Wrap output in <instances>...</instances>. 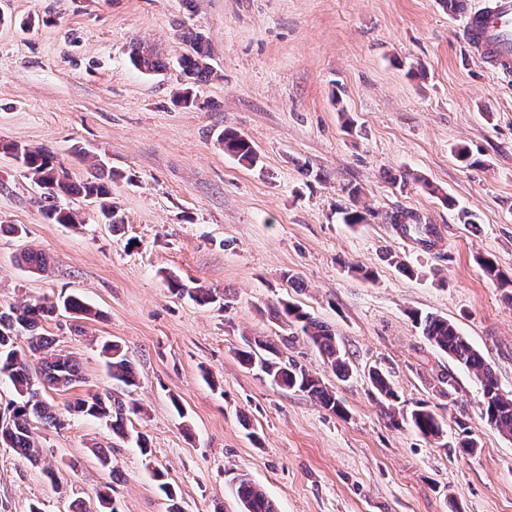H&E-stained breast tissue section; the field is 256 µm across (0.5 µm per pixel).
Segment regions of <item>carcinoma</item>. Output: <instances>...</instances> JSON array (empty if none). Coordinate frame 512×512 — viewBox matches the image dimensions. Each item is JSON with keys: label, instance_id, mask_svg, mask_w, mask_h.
Segmentation results:
<instances>
[{"label": "carcinoma", "instance_id": "1", "mask_svg": "<svg viewBox=\"0 0 512 512\" xmlns=\"http://www.w3.org/2000/svg\"><path fill=\"white\" fill-rule=\"evenodd\" d=\"M181 37L189 45L188 52L177 60L184 81L192 85L208 81L212 73L208 38L191 30L182 32ZM129 59L132 66L141 73H156L166 69V63L155 52L139 43L131 45ZM222 143L224 150L238 160L249 166L257 164L255 149L238 132L224 131ZM8 150L19 163L26 178L42 191V211L51 223H82L78 213L67 203L68 199L80 195L93 198L98 203L101 216L112 227L116 228L123 223V218L112 203L111 182L96 175L85 181L75 182L57 164L54 156L39 148L12 144ZM389 223L400 234L425 247L434 244L432 236L436 235L435 228L423 223L420 215L415 212L399 211L389 216ZM20 261L28 269L40 271L47 265L48 257L42 252L28 250L22 253ZM168 283L171 291L179 296L186 294L200 304L216 302V294L208 289L190 287L172 277ZM58 310L72 313L76 320H89L98 316V312L73 295L60 296L55 300L42 298L33 302L26 301L11 305L6 311H0V379L9 380L17 395V399L11 401L4 410L7 423L0 424V445L12 449L18 457L32 464L39 460L34 423L49 427L62 424L61 411L42 399L39 388L47 387L56 392H66L82 380L78 361L69 354L53 349L54 339L43 333V323ZM269 313L278 321L284 320L285 326L294 328L292 335L280 339L282 344L290 343L301 336L319 351L325 364L338 379L343 380L349 375L350 366L345 354L336 344L334 334L321 321L289 303H283L279 308L272 307ZM414 322L433 346L448 354V357L474 375L482 390L480 419L490 428L512 437V394L501 389L498 379L485 363L482 354L444 317L431 313L422 316L417 313ZM21 334L27 336L31 353L44 354L38 364L30 363L24 351L16 346V339ZM102 353L107 359L112 380L127 388L137 386L132 362L120 345L106 343L102 347ZM237 356L246 369L261 373L272 383L304 392L334 414L344 413L336 393L322 385L296 361L283 357L276 344L263 339L247 340L245 348L238 351ZM370 380L381 399L388 402V414L393 424H405L426 438L438 440L443 436V423L432 410L422 404L409 412L396 413L394 403L399 395L383 372L373 371ZM65 411L102 420L109 425L113 434L126 439V420L129 415L140 411V406L134 401L126 402L119 398L94 394L68 402ZM235 487L243 512H276L266 493L247 475H238Z\"/></svg>", "mask_w": 512, "mask_h": 512}]
</instances>
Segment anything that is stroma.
<instances>
[{
	"mask_svg": "<svg viewBox=\"0 0 512 512\" xmlns=\"http://www.w3.org/2000/svg\"><path fill=\"white\" fill-rule=\"evenodd\" d=\"M482 3L452 12L442 0H0V225L26 229L0 232V311L80 296L100 319L63 315L44 328L84 381L49 400L114 392L144 408L124 440L92 417L37 427L41 454L60 465L54 483L0 447V512H71L102 489L119 512H169L158 471L183 512H241V473L278 512H512V438L480 419L475 377L412 320L448 318L512 393V76L489 74L462 38ZM187 29L211 39L216 73L191 107L173 100ZM136 42L166 70H135ZM227 129L246 135L257 166L225 152ZM14 143L51 153L77 181L95 163L111 173L120 229L80 197L69 204L83 224L48 223L5 150ZM405 171L425 185L397 184ZM352 204L367 223L338 222ZM403 209L435 227L432 248L387 224ZM27 248L51 257L46 272L18 266ZM484 257L504 281L484 276ZM172 277L216 290L218 302L174 294ZM283 303L334 333L347 381L303 340L282 352L333 388L344 415L238 361L245 340L286 336L268 312ZM107 341L132 361V391L108 373ZM376 368L403 409L422 404L442 419L444 441L391 424L369 379ZM448 374L451 401L439 394ZM462 422L477 442L470 454L455 446Z\"/></svg>",
	"mask_w": 512,
	"mask_h": 512,
	"instance_id": "stroma-1",
	"label": "stroma"
}]
</instances>
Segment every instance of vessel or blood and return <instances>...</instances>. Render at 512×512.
Returning a JSON list of instances; mask_svg holds the SVG:
<instances>
[{"instance_id":"vessel-or-blood-1","label":"vessel or blood","mask_w":512,"mask_h":512,"mask_svg":"<svg viewBox=\"0 0 512 512\" xmlns=\"http://www.w3.org/2000/svg\"><path fill=\"white\" fill-rule=\"evenodd\" d=\"M463 38L491 73H512V0H485L468 15Z\"/></svg>"}]
</instances>
